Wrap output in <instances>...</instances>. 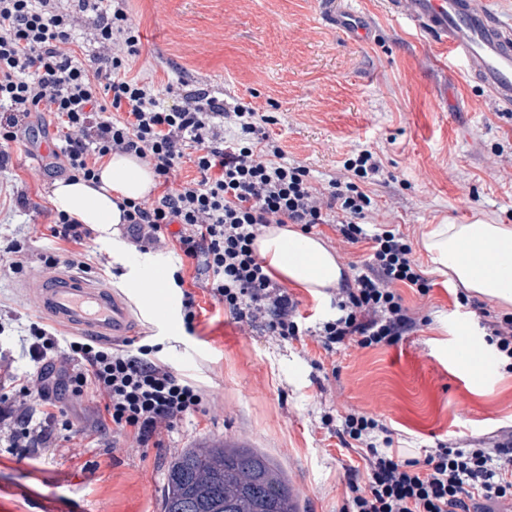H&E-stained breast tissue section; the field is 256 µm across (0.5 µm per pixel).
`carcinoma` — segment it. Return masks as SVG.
I'll list each match as a JSON object with an SVG mask.
<instances>
[{
  "label": "carcinoma",
  "instance_id": "cac0c4a2",
  "mask_svg": "<svg viewBox=\"0 0 512 512\" xmlns=\"http://www.w3.org/2000/svg\"><path fill=\"white\" fill-rule=\"evenodd\" d=\"M161 512H300L282 469L256 448H186L169 463Z\"/></svg>",
  "mask_w": 512,
  "mask_h": 512
}]
</instances>
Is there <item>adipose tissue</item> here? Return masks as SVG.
Returning <instances> with one entry per match:
<instances>
[{
    "mask_svg": "<svg viewBox=\"0 0 512 512\" xmlns=\"http://www.w3.org/2000/svg\"><path fill=\"white\" fill-rule=\"evenodd\" d=\"M156 187L152 168L137 157L113 154L100 166V184L83 179L54 183L50 202L56 212L67 214L93 228L99 239L114 237L121 224L118 203L147 199ZM421 244L435 272L452 275L466 291L512 305V226L507 224H432ZM255 250L272 274L311 294L337 287L342 268L325 243L292 226L271 225L257 237ZM493 256L483 272L474 266L476 254Z\"/></svg>",
    "mask_w": 512,
    "mask_h": 512,
    "instance_id": "ef3b65f1",
    "label": "adipose tissue"
}]
</instances>
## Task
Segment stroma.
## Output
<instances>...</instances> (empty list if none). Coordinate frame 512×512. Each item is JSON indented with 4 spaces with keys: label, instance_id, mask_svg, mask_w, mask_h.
<instances>
[{
    "label": "stroma",
    "instance_id": "1",
    "mask_svg": "<svg viewBox=\"0 0 512 512\" xmlns=\"http://www.w3.org/2000/svg\"><path fill=\"white\" fill-rule=\"evenodd\" d=\"M352 2L375 25L370 41L322 26L318 0H128L141 35L132 72L161 87L165 107L177 102L167 82L182 79L269 113V134L317 183L355 152L377 153L382 169L364 189L377 204L376 222L398 225L432 283L424 297L399 289L427 324L393 346L329 353L311 336L240 328L207 289H195L202 312L194 332L177 310L164 325L140 319L135 342L158 345L160 360L212 394L209 413L142 453L100 428L90 398L61 395L63 416L80 433L60 432L35 452L0 442V512H161L171 459L222 442L268 454L301 512H340L345 473L362 459L341 447L325 415L380 419L393 454L404 458L451 440L490 446L512 432V370L498 360L488 373L456 359L473 321L456 301V279L434 273L421 246L431 224L512 225V115L498 112L461 61L393 17L384 0ZM10 155L0 171V250L22 241L29 260L22 273L0 271V350L17 340L14 314L35 310L23 283L57 248L44 236L56 217L48 156L31 137L12 144ZM18 192L29 209L15 208ZM97 249L118 291H127L130 272H147L134 249Z\"/></svg>",
    "mask_w": 512,
    "mask_h": 512
}]
</instances>
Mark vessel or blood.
Here are the masks:
<instances>
[{"label":"vessel or blood","mask_w":512,"mask_h":512,"mask_svg":"<svg viewBox=\"0 0 512 512\" xmlns=\"http://www.w3.org/2000/svg\"><path fill=\"white\" fill-rule=\"evenodd\" d=\"M391 14L406 18L437 48L460 59L468 75L500 110L512 111V28L504 26L485 0H387ZM318 19L332 30L347 31L359 41L373 29L362 14L336 0H323ZM28 289L51 320L80 336L112 339L138 329V308L111 286L67 270L41 273Z\"/></svg>","instance_id":"1"}]
</instances>
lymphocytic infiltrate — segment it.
Masks as SVG:
<instances>
[{
  "instance_id": "lymphocytic-infiltrate-1",
  "label": "lymphocytic infiltrate",
  "mask_w": 512,
  "mask_h": 512,
  "mask_svg": "<svg viewBox=\"0 0 512 512\" xmlns=\"http://www.w3.org/2000/svg\"><path fill=\"white\" fill-rule=\"evenodd\" d=\"M99 3L78 0L72 12L62 0H0V168L10 145L29 132L31 116L45 113L64 130L53 157L69 177L97 179L103 158L115 153L147 162L164 191L151 201L120 202L123 236L140 253L167 250L193 266L192 279L173 274L184 291L187 329L198 316L193 290L202 287L236 323L282 339L311 336L328 352L346 343L390 346L415 331L421 320L397 287L424 297L432 285L403 233L366 227L375 206L362 185L379 172L380 158L359 151L319 187L304 166L286 161L266 130L268 115L226 106L203 90L161 107L158 87L131 74L140 34L123 5L103 16L97 51L81 58L71 51L78 12L98 10ZM228 126L235 130L230 138ZM187 161L196 177L171 186ZM273 224H296L306 233L330 224L341 243H368L363 264L336 290V317L305 325L297 301L270 277L254 242ZM47 230L67 243L65 263L86 273L106 270V259L92 257L93 229L61 213ZM19 342L36 369L12 377L18 396L0 397V423L9 422L10 439L34 451L51 442L58 420L54 384L77 399L92 396L113 434L143 449L161 447L162 436L212 405L202 388L153 359L149 345L78 338L63 347L38 322ZM386 431L362 413L346 414L336 429L341 447L359 450L366 462L365 469L348 470L343 512H483L484 503L512 498V434L490 448L451 441L424 458L403 459L380 450L377 440Z\"/></svg>"
}]
</instances>
